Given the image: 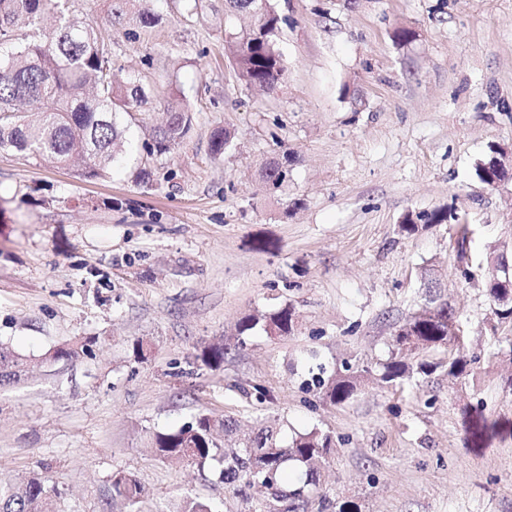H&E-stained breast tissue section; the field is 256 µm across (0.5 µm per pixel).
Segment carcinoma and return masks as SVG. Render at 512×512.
Returning a JSON list of instances; mask_svg holds the SVG:
<instances>
[{
    "instance_id": "1",
    "label": "carcinoma",
    "mask_w": 512,
    "mask_h": 512,
    "mask_svg": "<svg viewBox=\"0 0 512 512\" xmlns=\"http://www.w3.org/2000/svg\"><path fill=\"white\" fill-rule=\"evenodd\" d=\"M139 0H112L113 23L132 22L141 28L158 24L160 17L139 8ZM235 14H248L255 23L230 35L228 50L239 76L246 83L269 93L277 89L285 61L277 45L283 19L262 0H226ZM147 103L137 79L115 73L109 43L91 22L75 15V0H0V149H12L47 165L73 163L84 179L112 175L131 146L124 117ZM188 110L169 113L165 126L143 145L149 157L170 155L191 128ZM225 130L213 133L211 154L220 157L231 146ZM288 172L268 164L263 178L279 187ZM294 309L285 306L262 317L247 316L238 324L237 340L245 344L256 327L266 333L286 336L294 330ZM416 337L417 352L448 346V375L463 379L473 373L476 359L464 351L463 338L455 327L448 305L435 306L432 315L421 309L408 316L393 337L392 358L383 364L379 380L397 384L417 375H427L437 365L406 361L402 334ZM92 352L91 344L59 347L56 360L73 361ZM224 344L203 347L197 359L210 370L224 366ZM26 359L0 345V382L15 381ZM355 376L336 375L326 385V397L334 405L350 400L358 390ZM463 424L467 442L482 447L496 433L482 410L465 409ZM237 422L210 412L198 413L186 425L157 433L153 442L164 459L188 460L200 466L222 464L219 479L231 487L240 481L260 486L282 504L283 512H300L307 493L320 484V467L332 448V437L318 429L298 433L286 441L277 420L256 421L253 433L236 440ZM293 462L303 471L298 486L281 485L284 465ZM142 493L139 482L125 473L112 479V498L134 504ZM0 512H56L46 480L30 476L0 484Z\"/></svg>"
}]
</instances>
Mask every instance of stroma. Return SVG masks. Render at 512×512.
Returning <instances> with one entry per match:
<instances>
[{
  "label": "stroma",
  "mask_w": 512,
  "mask_h": 512,
  "mask_svg": "<svg viewBox=\"0 0 512 512\" xmlns=\"http://www.w3.org/2000/svg\"><path fill=\"white\" fill-rule=\"evenodd\" d=\"M286 71L267 94L242 80L226 35L250 25L224 0H145L152 28L127 36L107 0H79L148 98L134 144L111 177L86 180L0 149V343L30 360L0 384V483L38 474L57 512H251L257 489L224 485L220 466L158 457L156 433L208 409L249 432L261 417L286 436L314 428L335 442L304 512H512V435L469 448L462 411L512 423V322L492 314L489 253L512 260V178L482 183L493 148L512 153V0H271ZM409 33L407 40L397 30ZM184 106L192 126L169 157L141 144ZM233 143L212 157L214 131ZM290 176L268 192L266 161ZM152 176L134 181L136 169ZM448 212L443 224L406 214ZM438 279L477 381L449 378L448 350L422 353L431 375L370 383L348 402L311 383L391 358L397 325ZM291 305L288 336L247 315ZM224 366L196 356L216 340ZM147 342L145 358L132 344ZM92 344L54 362L53 348ZM269 394L254 405L245 389ZM124 472L144 489L112 498Z\"/></svg>",
  "instance_id": "stroma-1"
}]
</instances>
